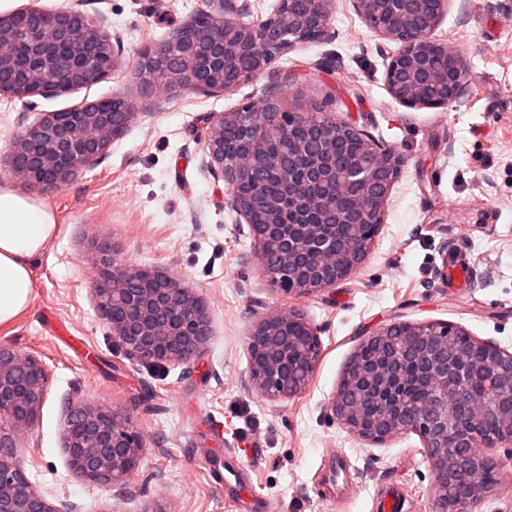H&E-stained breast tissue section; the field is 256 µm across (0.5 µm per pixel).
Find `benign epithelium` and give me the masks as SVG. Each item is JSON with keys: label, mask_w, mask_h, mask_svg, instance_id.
Masks as SVG:
<instances>
[{"label": "benign epithelium", "mask_w": 512, "mask_h": 512, "mask_svg": "<svg viewBox=\"0 0 512 512\" xmlns=\"http://www.w3.org/2000/svg\"><path fill=\"white\" fill-rule=\"evenodd\" d=\"M303 15L292 0H278L263 21L249 19L248 0H205L166 42L145 46L139 55L151 59L147 66L163 65L167 79L159 83L146 70L136 75L145 96L199 86L197 77L218 75L206 89L221 93L265 71L281 54L306 42L305 31L317 32L316 40L329 37V21L335 0H310ZM416 0H353L366 27L381 40L395 45L389 56L385 81L391 97L409 108H441L458 102L463 93L466 63L448 45L433 37L451 0H435L429 15L417 12ZM448 61V72L431 67V55ZM99 57L114 71L122 64L120 42H112L107 17L91 18L77 6L47 12L20 8L0 14V70L12 74L0 93L19 100L58 95L93 84L95 74L87 66ZM125 110L107 108L110 100L86 102L62 112H48L23 126L0 154L5 167L32 190L62 188L79 173L95 166L136 115L137 104L123 97ZM314 114L282 111L271 102L264 107L250 103L232 112H216L205 136L207 166L218 170L230 192L232 210L250 224V212L265 203L260 188L242 193L248 175L262 167L288 198L285 220L281 207L270 205L266 224H251L258 245L277 243L280 262L260 263L274 289L297 297L324 291L342 279L364 259L379 225L402 165L401 155L373 140L363 141L362 152L346 158L339 169L334 142L355 129L333 123L326 128L312 120ZM238 120L249 136L273 128L290 133L297 122L308 123L310 138L294 145L284 160L272 150L243 158L224 156L223 130L227 121ZM355 193L352 209L335 204L336 194ZM328 224H353L358 229L344 244L340 258L324 234ZM99 271L93 293L99 315L126 353L152 364L183 363L194 356L210 335L209 318L192 289L170 272L144 269L116 261L112 250L98 246ZM304 320L296 311L264 316L247 338L249 379L270 400H284L307 386L319 356L318 330L305 323L307 344L295 347L285 333L288 321ZM461 330L447 323L395 322L366 337L353 355L344 379L330 402V412L360 440L383 445L412 431L427 448L435 480V512H463L481 499L490 485L472 480L479 462L499 466L481 448L512 449V353L487 342L481 373L496 377L507 395L488 403L470 389L469 365L459 359L448 370L452 337ZM379 343L384 351L363 362V349ZM296 370L283 374L288 360ZM412 376L429 388L447 386L428 404L410 412L403 408V392ZM49 385V372L38 358L20 355L0 346V512H74L53 505L28 478L17 452L16 434L37 422ZM493 420L496 430L487 432L484 422ZM64 450L70 470L78 477L116 488L127 497L133 473L145 454L143 439L128 418L109 408L81 399L68 404L63 428ZM459 453L448 457V449Z\"/></svg>", "instance_id": "obj_1"}]
</instances>
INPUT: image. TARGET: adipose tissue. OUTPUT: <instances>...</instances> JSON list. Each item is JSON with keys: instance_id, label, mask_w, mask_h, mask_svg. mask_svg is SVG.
<instances>
[{"instance_id": "ef3b65f1", "label": "adipose tissue", "mask_w": 512, "mask_h": 512, "mask_svg": "<svg viewBox=\"0 0 512 512\" xmlns=\"http://www.w3.org/2000/svg\"><path fill=\"white\" fill-rule=\"evenodd\" d=\"M56 232L55 215L40 199L0 185V324L29 307L31 261Z\"/></svg>"}]
</instances>
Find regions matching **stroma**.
<instances>
[{
    "label": "stroma",
    "mask_w": 512,
    "mask_h": 512,
    "mask_svg": "<svg viewBox=\"0 0 512 512\" xmlns=\"http://www.w3.org/2000/svg\"><path fill=\"white\" fill-rule=\"evenodd\" d=\"M53 11L79 3L105 15L123 47L122 69L90 87L22 101L0 96V152L39 113L116 95L137 113L98 165L67 186L40 191L58 232L32 263V302L0 344L36 356L50 381L37 423L19 435L26 472L52 503L82 512H375L378 488L402 484L409 512H434V479L413 432L367 444L330 413L329 402L360 343L396 321H441L512 352V0H451L434 32L466 61L463 96L445 108L411 109L390 96L382 40L352 0H336L332 39L288 50L256 78L221 94L185 90L144 96L137 52L165 41L204 0H19ZM270 99L295 112H321L395 148L404 160L384 222L362 264L315 296L271 290L238 223L221 176L207 166L203 128L213 112ZM119 259L162 268L207 305L211 335L187 363L156 366L127 357L100 319L91 264L96 244ZM466 258L474 286L450 292V257ZM298 309L319 331L321 349L305 390L271 402L248 381L245 341L268 313ZM88 398L131 418L145 456L132 497L73 474L63 448L68 402ZM262 446L242 491L212 477L223 469L218 430ZM347 457L335 480L328 456ZM492 488L469 512H512V450Z\"/></svg>",
    "instance_id": "stroma-1"
}]
</instances>
